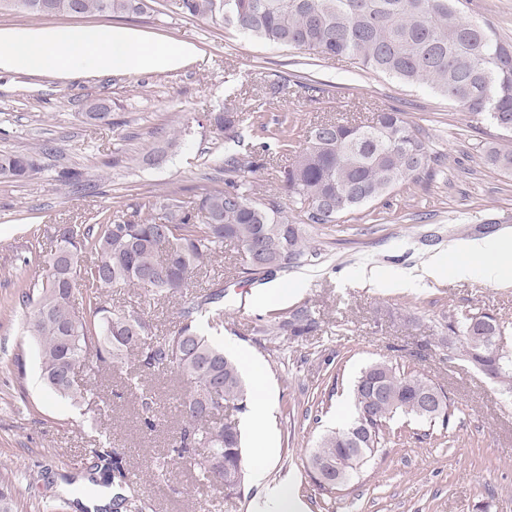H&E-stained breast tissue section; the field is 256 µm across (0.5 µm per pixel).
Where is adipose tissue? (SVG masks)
<instances>
[{
  "label": "adipose tissue",
  "instance_id": "ef3b65f1",
  "mask_svg": "<svg viewBox=\"0 0 512 512\" xmlns=\"http://www.w3.org/2000/svg\"><path fill=\"white\" fill-rule=\"evenodd\" d=\"M196 55L193 44L147 41L137 32L112 27L94 32L69 27L0 29V70L19 67L40 74L80 77L93 73L172 70ZM448 275L489 284L512 280V237L471 239L456 256H434L422 269H398L378 275L383 286L420 287L425 279Z\"/></svg>",
  "mask_w": 512,
  "mask_h": 512
}]
</instances>
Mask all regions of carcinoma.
<instances>
[{"label": "carcinoma", "instance_id": "obj_1", "mask_svg": "<svg viewBox=\"0 0 512 512\" xmlns=\"http://www.w3.org/2000/svg\"><path fill=\"white\" fill-rule=\"evenodd\" d=\"M26 15L64 13L66 0H12ZM78 12L143 14L148 0H72ZM462 0H174L186 15L221 21L266 42L323 58H350L363 67L407 84H425L461 111L488 114L497 128L512 132V43L464 17ZM233 146L219 166L224 185L206 191L188 210L168 194H157L152 213L126 221L99 213L91 224H59L53 233L37 229L30 253L48 264L46 273L21 292L24 332L38 345L41 375L56 395L75 403L88 391L72 375L85 368L96 376L132 353L151 372L170 373L185 385L179 398L182 424L176 455L155 459L159 471L199 449L196 466L224 495L241 494L245 460L235 419L251 398L239 362L211 340L224 326V286L189 289L224 243L242 250L240 273L269 279L303 258L310 249L306 224H338L343 217L377 201L397 187L417 183L439 162L420 129L401 112L381 110L367 125L344 119L320 121L307 131L304 147L281 172L286 201L258 190L257 164L244 132L268 134L262 147L291 146L288 127L270 128L263 112L231 106L213 116ZM481 161L512 172V143L482 145ZM36 170L31 152L0 155V179L15 181ZM146 288L164 301L176 300L178 324L162 335L144 313L112 308L98 295L102 288ZM81 302H76V297ZM320 323L308 307L276 320L267 336H307ZM448 346L512 391V355L503 350L504 330L496 318L464 314L449 322ZM437 392L434 407L424 398ZM352 395L353 417L325 433L307 456V469L322 494L317 470H336L348 483L384 446L386 424L397 415L447 426L454 415L448 395L417 371L387 362L366 366ZM94 467L107 481L126 485L121 502L143 512L139 490L128 483L122 457L105 441L89 449ZM17 508L14 487L0 485V512Z\"/></svg>", "mask_w": 512, "mask_h": 512}]
</instances>
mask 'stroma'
Here are the masks:
<instances>
[{
	"label": "stroma",
	"mask_w": 512,
	"mask_h": 512,
	"mask_svg": "<svg viewBox=\"0 0 512 512\" xmlns=\"http://www.w3.org/2000/svg\"><path fill=\"white\" fill-rule=\"evenodd\" d=\"M157 11L118 19L109 15L18 14L0 9V28L69 26L101 30L122 25L146 39L189 42L197 60L140 74H90L71 79L23 68L0 71V153L24 152L49 140L55 150L36 156V175L0 182V480L18 479L19 512H38L43 495L68 502L67 512H90L86 499L104 478L87 452L90 437L109 436L128 472H140L147 512H253L258 488L245 479L242 496L203 485L193 461L153 472L155 457L178 439L173 376L149 373L143 392L130 389L126 363L100 379L81 406L43 384L36 343L25 335L18 303L23 280L40 274L28 262L36 227L78 224L99 212L131 214L157 193L194 207L205 189L223 183L211 167L224 152V133L209 116L235 104L264 106L269 122L308 127L324 115L367 119L372 110L403 112L424 135L435 167L410 188L391 194L333 226H307L310 255L277 274L298 284L288 300L261 301V281L225 279L224 331L229 355L246 348L265 370L271 395V445L244 440L247 462L267 457L266 479L293 490L306 512H512V393L449 350L448 324L464 313L495 316L512 351V285L453 276L428 280L412 292L358 281L362 270L425 264L469 238L512 236V174L484 166L482 144L498 137L489 116H474L429 89L363 68L355 60L314 57L266 44L223 23L181 14L170 0ZM466 14L512 42V0H468ZM306 71L324 84L305 94L288 77ZM107 100L111 123L87 119L89 106ZM179 131L180 147L147 163L149 149ZM106 303L144 311L164 333L174 302L143 288H105ZM308 306L320 321L300 338L266 340L272 314ZM391 362L423 372L455 406L449 426L396 418L383 452L347 484L323 497L304 468L322 434L354 411L352 387L360 370ZM162 425L145 432L144 406Z\"/></svg>",
	"instance_id": "35a3bbf8"
}]
</instances>
